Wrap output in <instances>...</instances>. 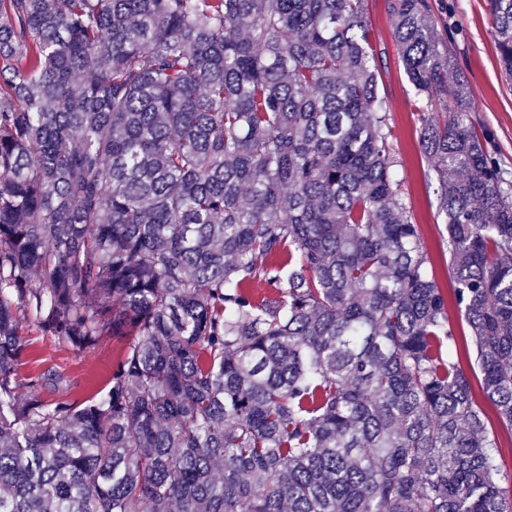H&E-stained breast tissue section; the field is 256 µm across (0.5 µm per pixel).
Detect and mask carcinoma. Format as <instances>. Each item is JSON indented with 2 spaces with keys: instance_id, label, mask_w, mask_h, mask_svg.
I'll return each instance as SVG.
<instances>
[{
  "instance_id": "1",
  "label": "carcinoma",
  "mask_w": 512,
  "mask_h": 512,
  "mask_svg": "<svg viewBox=\"0 0 512 512\" xmlns=\"http://www.w3.org/2000/svg\"><path fill=\"white\" fill-rule=\"evenodd\" d=\"M512 79V0H487ZM454 302L512 428V181L458 30L386 0ZM366 0H0V512H512L428 274ZM264 281L272 297L252 295ZM127 336L49 400L22 323Z\"/></svg>"
}]
</instances>
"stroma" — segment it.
<instances>
[{
  "mask_svg": "<svg viewBox=\"0 0 512 512\" xmlns=\"http://www.w3.org/2000/svg\"><path fill=\"white\" fill-rule=\"evenodd\" d=\"M433 6L439 24L459 30L455 52L469 85L473 121L490 135L501 166L512 173V82L506 81L499 68L486 2L434 0ZM368 21L372 44L382 60L380 93L389 112L401 192L411 220L419 228L429 258L428 272L449 298L456 283L448 266L444 219L438 214L441 183L420 142V99L404 72L386 0H368ZM24 337L28 348L22 375L34 376L52 368L62 376L56 387L44 391L51 399L81 400L101 390L125 344L124 338L107 337L78 354L66 343L42 335L33 325L25 328Z\"/></svg>",
  "mask_w": 512,
  "mask_h": 512,
  "instance_id": "stroma-1",
  "label": "stroma"
}]
</instances>
